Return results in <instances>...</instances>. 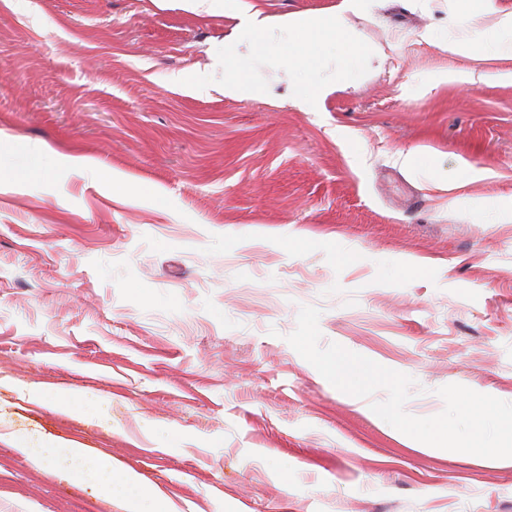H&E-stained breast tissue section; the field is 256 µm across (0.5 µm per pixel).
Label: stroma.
<instances>
[{
    "mask_svg": "<svg viewBox=\"0 0 512 512\" xmlns=\"http://www.w3.org/2000/svg\"><path fill=\"white\" fill-rule=\"evenodd\" d=\"M454 7L351 15L379 63L306 112L271 67L248 98L184 85L248 53L236 10L0 0V430L109 455L173 512H512L511 461L409 442L287 341L312 305L322 345L413 378L411 415L448 384L512 402V58L417 39ZM42 147L50 177L13 181ZM0 512L125 505L0 440ZM24 400L39 404L41 406L51 407L54 411L63 414L80 413L87 416L88 413L83 407L81 394H69L67 396L48 395L42 390H24L22 392Z\"/></svg>",
    "mask_w": 512,
    "mask_h": 512,
    "instance_id": "obj_1",
    "label": "stroma"
}]
</instances>
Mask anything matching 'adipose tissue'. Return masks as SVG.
Returning a JSON list of instances; mask_svg holds the SVG:
<instances>
[{"label":"adipose tissue","mask_w":512,"mask_h":512,"mask_svg":"<svg viewBox=\"0 0 512 512\" xmlns=\"http://www.w3.org/2000/svg\"><path fill=\"white\" fill-rule=\"evenodd\" d=\"M448 26L461 25L475 31L472 39H461L457 47L475 56L512 54V11L491 9L490 0H456ZM12 448L34 467H55L66 479L92 482L105 498L123 500L127 512H171L172 505L158 489L135 473L113 464L111 457L92 455L86 448L57 446L43 451L30 448L19 434L9 436Z\"/></svg>","instance_id":"adipose-tissue-1"}]
</instances>
